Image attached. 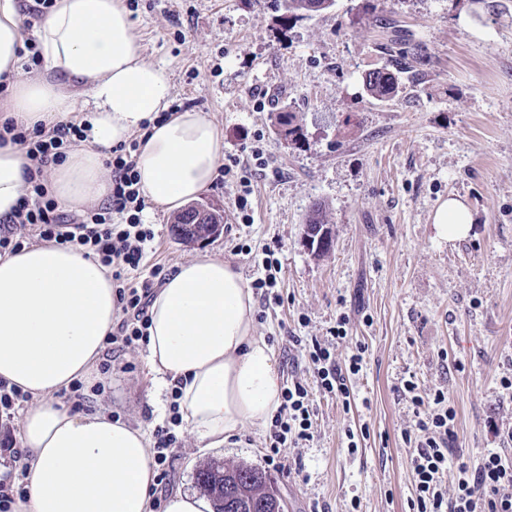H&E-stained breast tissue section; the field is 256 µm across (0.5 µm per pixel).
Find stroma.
Returning a JSON list of instances; mask_svg holds the SVG:
<instances>
[{
    "mask_svg": "<svg viewBox=\"0 0 512 512\" xmlns=\"http://www.w3.org/2000/svg\"><path fill=\"white\" fill-rule=\"evenodd\" d=\"M131 18L145 60L171 73L170 105L209 113L235 166L202 195L223 210L221 233L183 243L171 215L147 206L155 239L141 274L209 251L250 282L274 249L282 302L256 317L255 330L281 380L307 385L314 439L281 449L288 475L268 462L265 427L200 453L186 424L171 421V392L163 415L150 404L140 341L108 354L100 390L82 389L83 410L170 428L171 490L199 491L209 461L245 463L271 476L285 512H409V380L420 395L440 389L454 403V459L490 450L512 459V396L500 387L512 377V0H335L304 16L283 0H133ZM390 44L411 52V68L398 94L379 100L363 77L392 68ZM284 109L303 139L278 134ZM244 179L252 192L242 210ZM451 197L475 224L467 238L442 242L431 216ZM316 202L334 232L323 257L304 245ZM238 243L250 254L234 253ZM342 317L350 339L334 348L337 360L365 349L347 406L320 389L294 344L330 343ZM364 426L367 439L349 452L346 430Z\"/></svg>",
    "mask_w": 512,
    "mask_h": 512,
    "instance_id": "obj_1",
    "label": "stroma"
}]
</instances>
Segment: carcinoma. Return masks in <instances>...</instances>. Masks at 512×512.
<instances>
[{
	"label": "carcinoma",
	"instance_id": "obj_1",
	"mask_svg": "<svg viewBox=\"0 0 512 512\" xmlns=\"http://www.w3.org/2000/svg\"><path fill=\"white\" fill-rule=\"evenodd\" d=\"M321 0H284L291 13L302 11L317 13ZM369 91L378 98H388L398 90V78L387 69L368 73ZM278 133L284 138L297 140L303 136L302 127L292 112L281 111L276 116ZM198 482L214 501L215 512H267L271 505L273 480L259 468L247 465H226L213 460L199 469Z\"/></svg>",
	"mask_w": 512,
	"mask_h": 512
}]
</instances>
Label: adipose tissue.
I'll list each match as a JSON object with an SVG mask.
<instances>
[{
  "label": "adipose tissue",
  "instance_id": "ef3b65f1",
  "mask_svg": "<svg viewBox=\"0 0 512 512\" xmlns=\"http://www.w3.org/2000/svg\"><path fill=\"white\" fill-rule=\"evenodd\" d=\"M17 0H0V114L31 127L84 119L86 138L48 172L62 207L107 200L108 149L138 138L139 186L156 209H182L212 184L224 160V132L207 113L169 111L170 74L143 60L125 0H55L25 33ZM33 37L42 71L20 77L19 49ZM94 104L81 116L65 81ZM28 164L0 146V217L17 206ZM466 203L443 201L433 215L438 240L465 238ZM254 293L220 256L187 258L149 306L147 364L156 387L174 386L190 433L216 448L246 428L264 427L282 404L272 347L255 333ZM120 316L112 274L94 256L52 243L0 257V381L34 404L20 421L19 460L27 492L13 512H153L150 438L105 409L71 412L56 395L91 379Z\"/></svg>",
  "mask_w": 512,
  "mask_h": 512
}]
</instances>
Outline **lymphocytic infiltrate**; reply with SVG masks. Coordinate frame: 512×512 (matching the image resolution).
Listing matches in <instances>:
<instances>
[{"label": "lymphocytic infiltrate", "instance_id": "1", "mask_svg": "<svg viewBox=\"0 0 512 512\" xmlns=\"http://www.w3.org/2000/svg\"><path fill=\"white\" fill-rule=\"evenodd\" d=\"M85 136V125L73 121L49 128L41 123L29 128L10 118L0 123V145L19 146L30 161L24 196L10 217L0 222V256L19 251L31 235L59 246L79 247L99 257L112 270L122 313L108 342L121 350L147 335L148 307L156 284L148 278L133 281L130 274L139 269L155 233L143 221L147 203L136 171L138 141L112 148L107 162L112 170V192L107 203L69 212L50 195L45 183L46 167L64 160ZM363 354V348H356L340 364L333 360L329 347L320 342L304 349L323 392L345 402L351 395L350 377L359 372ZM405 389L418 408L414 427L403 434L411 450L415 490L409 504L411 512H512V460L494 451L480 457L476 465L458 463L454 492L445 495L442 478L457 436L455 408L444 391H435L425 399L417 395L414 382H407ZM314 415L307 387L298 381L288 384L271 421V450L300 448L313 440Z\"/></svg>", "mask_w": 512, "mask_h": 512}]
</instances>
